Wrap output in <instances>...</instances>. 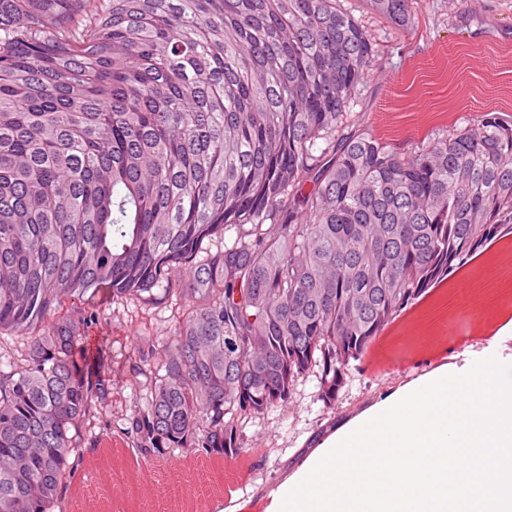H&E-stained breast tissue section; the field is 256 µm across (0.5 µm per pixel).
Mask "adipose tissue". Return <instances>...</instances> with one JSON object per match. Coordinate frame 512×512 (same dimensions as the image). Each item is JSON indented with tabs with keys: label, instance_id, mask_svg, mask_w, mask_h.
I'll use <instances>...</instances> for the list:
<instances>
[{
	"label": "adipose tissue",
	"instance_id": "1",
	"mask_svg": "<svg viewBox=\"0 0 512 512\" xmlns=\"http://www.w3.org/2000/svg\"><path fill=\"white\" fill-rule=\"evenodd\" d=\"M467 458L448 476V457ZM261 512H512V370L443 363L344 422Z\"/></svg>",
	"mask_w": 512,
	"mask_h": 512
}]
</instances>
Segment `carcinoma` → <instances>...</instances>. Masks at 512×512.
Instances as JSON below:
<instances>
[{
  "label": "carcinoma",
  "instance_id": "carcinoma-1",
  "mask_svg": "<svg viewBox=\"0 0 512 512\" xmlns=\"http://www.w3.org/2000/svg\"><path fill=\"white\" fill-rule=\"evenodd\" d=\"M360 2L419 27V0ZM378 54L342 0H0V330L26 338L0 370V512H53L110 395L94 308L66 300L182 295L123 432L235 460L244 420L309 374L334 406L350 362L512 230V116L403 152L349 119Z\"/></svg>",
  "mask_w": 512,
  "mask_h": 512
}]
</instances>
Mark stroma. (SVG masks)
Wrapping results in <instances>:
<instances>
[{
	"label": "stroma",
	"instance_id": "stroma-1",
	"mask_svg": "<svg viewBox=\"0 0 512 512\" xmlns=\"http://www.w3.org/2000/svg\"><path fill=\"white\" fill-rule=\"evenodd\" d=\"M424 34L401 35L374 29L382 61L362 86L354 112L363 114L378 128L389 129L393 139L408 148L431 130V109L455 92L449 72H457L468 87L465 101L453 112V125L465 126L477 112L495 103L498 93L512 88V0H482L475 15L459 18L448 0H428ZM392 104L389 112L376 111L381 102ZM94 307L100 318L89 330L93 342L106 346L111 355L112 390L107 407L95 409L77 432L84 450L74 475L65 479L60 512H91L105 503L106 512H173L172 500L194 496L208 503L207 512H258L259 499L277 486L287 468L300 459L318 433H330L336 424L388 396L406 381L417 378L448 357L458 366L484 352L493 332L512 317V295L501 298L493 313L472 317L455 326L451 338L412 349L400 363L369 369L366 362H352L347 383L335 408L315 398L317 379H300L291 401L249 421L244 428L247 447L260 449L243 491L236 497H215L210 476L199 469L173 479L175 464L186 453L174 449L165 456L144 460L120 432L126 419L143 406L150 388L148 376L133 369L139 353L171 335L182 316L184 302L170 295L159 302L148 294L111 296L98 293ZM133 463L135 471H150L153 483L137 509H129L111 470L101 467L104 455Z\"/></svg>",
	"mask_w": 512,
	"mask_h": 512
}]
</instances>
